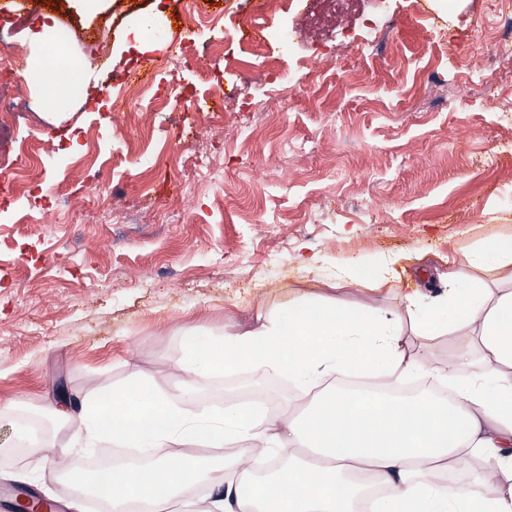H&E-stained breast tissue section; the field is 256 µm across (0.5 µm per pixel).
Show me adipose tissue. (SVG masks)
Wrapping results in <instances>:
<instances>
[{
	"mask_svg": "<svg viewBox=\"0 0 512 512\" xmlns=\"http://www.w3.org/2000/svg\"><path fill=\"white\" fill-rule=\"evenodd\" d=\"M36 74L47 105L66 111L76 71L64 74L44 61ZM487 267L512 283V235L480 243L449 275L447 297L416 307L421 336L461 329L477 335L487 369L459 385V402L337 391L343 368L411 374L398 321L377 307L300 299L258 329L193 337L180 369L195 378L242 363L293 379L302 410L229 405L191 415L142 384L100 393L87 408L59 411V420L91 442L105 437L121 448L202 446L229 454L217 465L188 457L176 468L165 456L116 463L90 474L87 484L114 512L129 503L164 512L202 480L217 494L204 512H358L374 484L381 488L374 512H512V489L501 483L512 476V290L494 296L455 286L466 270ZM474 451L494 459L497 472L449 487V471Z\"/></svg>",
	"mask_w": 512,
	"mask_h": 512,
	"instance_id": "obj_1",
	"label": "adipose tissue"
}]
</instances>
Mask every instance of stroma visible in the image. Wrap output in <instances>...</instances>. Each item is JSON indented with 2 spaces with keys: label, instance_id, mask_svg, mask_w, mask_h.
<instances>
[{
  "label": "stroma",
  "instance_id": "35a3bbf8",
  "mask_svg": "<svg viewBox=\"0 0 512 512\" xmlns=\"http://www.w3.org/2000/svg\"><path fill=\"white\" fill-rule=\"evenodd\" d=\"M499 0H345L324 31L274 15L293 37L288 56L265 49L249 78L230 66L247 30L189 27L210 0H0L23 70L43 58V25L68 28L65 56L84 61L68 110L34 81L1 75L35 115L18 131L37 150L33 183L0 196V486L41 500L72 498L43 455L22 445L24 410L38 441L85 446L54 415L125 386L131 372L192 413L211 408L214 378L186 400L179 362L189 337L259 327L290 300L374 305L400 320L421 370L478 359L472 332L424 340L404 293L441 292L481 241L512 234V54H499ZM161 13V35L135 36ZM226 57L207 61L204 44ZM151 64L153 89L182 94L174 112L114 110L124 83ZM286 84H268L269 67ZM237 88L210 121L194 111ZM169 161L154 176L145 155ZM315 256L313 266L297 260ZM374 262L377 282L340 280Z\"/></svg>",
  "mask_w": 512,
  "mask_h": 512
}]
</instances>
